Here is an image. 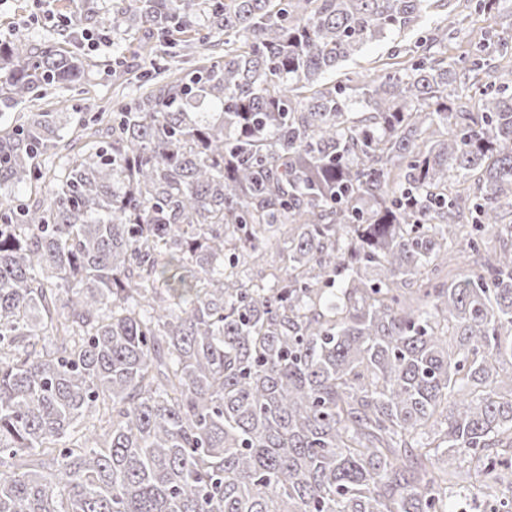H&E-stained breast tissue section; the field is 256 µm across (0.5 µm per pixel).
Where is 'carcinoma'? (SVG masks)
<instances>
[{"instance_id":"obj_1","label":"carcinoma","mask_w":512,"mask_h":512,"mask_svg":"<svg viewBox=\"0 0 512 512\" xmlns=\"http://www.w3.org/2000/svg\"><path fill=\"white\" fill-rule=\"evenodd\" d=\"M201 2L205 35L195 0L94 25L224 55L0 129V512H512V244L479 242L512 238V68L440 28L338 83L432 0ZM87 66L9 40L0 104ZM393 45L394 43L390 39L369 43L363 48L362 52L354 59V61L349 62L344 68L336 73V80L343 78L344 73L361 71L386 61L387 55L391 51V47Z\"/></svg>"}]
</instances>
